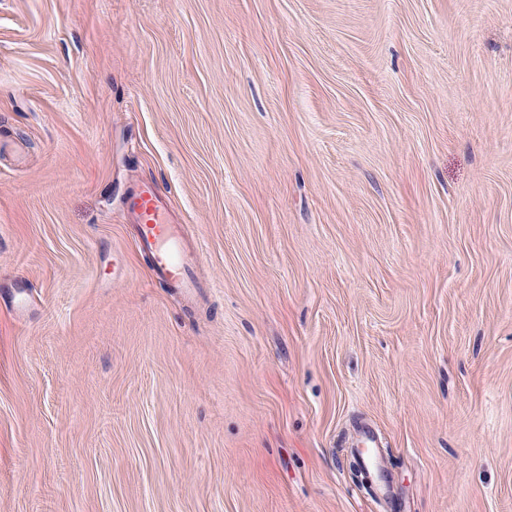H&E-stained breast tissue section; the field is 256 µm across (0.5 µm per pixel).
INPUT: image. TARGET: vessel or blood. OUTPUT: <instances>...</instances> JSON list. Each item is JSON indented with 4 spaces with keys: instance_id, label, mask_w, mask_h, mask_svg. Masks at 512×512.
I'll return each instance as SVG.
<instances>
[{
    "instance_id": "1",
    "label": "vessel or blood",
    "mask_w": 512,
    "mask_h": 512,
    "mask_svg": "<svg viewBox=\"0 0 512 512\" xmlns=\"http://www.w3.org/2000/svg\"><path fill=\"white\" fill-rule=\"evenodd\" d=\"M132 208L138 224L139 246L148 253L155 275L192 292L196 286L193 261L187 257L177 227L171 224L156 187H142Z\"/></svg>"
}]
</instances>
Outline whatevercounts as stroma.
<instances>
[{
    "mask_svg": "<svg viewBox=\"0 0 512 512\" xmlns=\"http://www.w3.org/2000/svg\"><path fill=\"white\" fill-rule=\"evenodd\" d=\"M393 507L512 512V0H0V512ZM132 208L138 224L139 246L150 256L155 275L193 294V289L198 288L192 274L193 259L186 256L177 226L171 224L156 187H142Z\"/></svg>",
    "mask_w": 512,
    "mask_h": 512,
    "instance_id": "stroma-1",
    "label": "stroma"
}]
</instances>
